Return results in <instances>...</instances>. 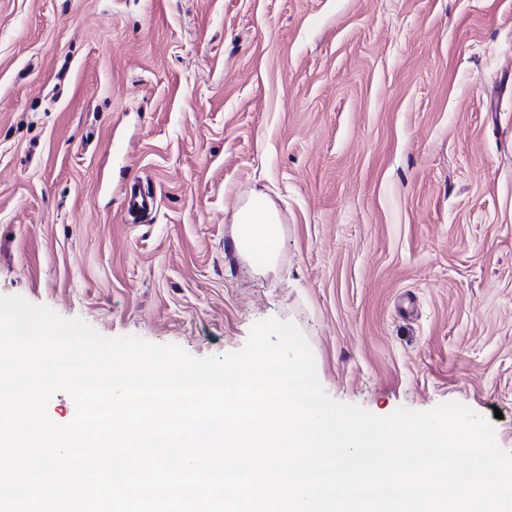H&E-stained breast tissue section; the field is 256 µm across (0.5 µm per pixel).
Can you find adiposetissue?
Returning <instances> with one entry per match:
<instances>
[{
  "label": "adipose tissue",
  "instance_id": "obj_1",
  "mask_svg": "<svg viewBox=\"0 0 512 512\" xmlns=\"http://www.w3.org/2000/svg\"><path fill=\"white\" fill-rule=\"evenodd\" d=\"M282 235L278 212L265 197L252 196L234 216V246L256 273L275 268Z\"/></svg>",
  "mask_w": 512,
  "mask_h": 512
}]
</instances>
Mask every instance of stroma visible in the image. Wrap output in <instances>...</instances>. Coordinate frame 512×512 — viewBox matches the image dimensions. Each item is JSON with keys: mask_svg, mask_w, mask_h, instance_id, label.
<instances>
[{"mask_svg": "<svg viewBox=\"0 0 512 512\" xmlns=\"http://www.w3.org/2000/svg\"><path fill=\"white\" fill-rule=\"evenodd\" d=\"M12 295L197 358L288 320L333 400L456 401L512 453V0H0ZM155 205V194L145 188L140 181L133 182L127 189L124 207L126 214L132 217L133 221L151 213L155 209ZM233 241L239 255L259 274L273 270L283 227L270 200L253 195L234 215Z\"/></svg>", "mask_w": 512, "mask_h": 512, "instance_id": "35a3bbf8", "label": "stroma"}]
</instances>
